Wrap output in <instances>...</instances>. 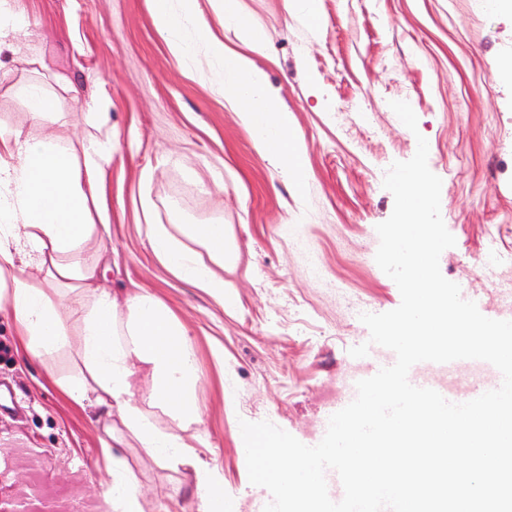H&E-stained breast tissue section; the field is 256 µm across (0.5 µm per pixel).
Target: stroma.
I'll return each mask as SVG.
<instances>
[{
    "mask_svg": "<svg viewBox=\"0 0 512 512\" xmlns=\"http://www.w3.org/2000/svg\"><path fill=\"white\" fill-rule=\"evenodd\" d=\"M24 34L0 50V124L34 136L77 140L82 115L111 101L118 145L106 174L111 214L100 273L117 297L149 293L185 328L199 382L200 422L182 428L143 372L133 392L160 429L191 439L216 462L228 512H263L270 492L250 483L240 421H269L301 443L324 437L336 403L359 373L386 356L368 343L361 313L397 308L396 283L377 265L378 224L394 207L384 189L393 162L428 141L442 180L441 216L456 240L442 275L512 320V16L487 0H318L310 28L288 0H244L266 36L256 52L198 0L226 51L251 57L290 112L308 170L297 186L259 152L255 135L209 70L188 71L157 31L148 0H18ZM44 84L63 118L36 124L18 85ZM410 104L417 131L391 102ZM223 224L239 260L219 270L236 302L227 307L176 277L154 254L148 224L181 235L186 224ZM0 507L21 512H98L118 450L143 491V512H198L190 466L144 452L120 420L82 410L58 385L78 373L76 344L43 361L27 356L15 322L0 315Z\"/></svg>",
    "mask_w": 512,
    "mask_h": 512,
    "instance_id": "35a3bbf8",
    "label": "stroma"
}]
</instances>
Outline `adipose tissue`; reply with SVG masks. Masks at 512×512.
I'll list each match as a JSON object with an SVG mask.
<instances>
[{"mask_svg":"<svg viewBox=\"0 0 512 512\" xmlns=\"http://www.w3.org/2000/svg\"><path fill=\"white\" fill-rule=\"evenodd\" d=\"M213 2L225 25L234 27L253 48H262L263 31L243 0ZM151 16L182 64L196 66L198 46L206 47L217 65L225 100L256 133L259 152L304 184L308 171L292 117L269 92L263 71L246 57L225 53L223 43L212 37L198 0H151ZM109 107L104 101L99 111L86 113L88 132L77 146L0 126V312L13 316L29 354L48 360L68 342L52 289L84 293L89 306L80 332L82 368L63 383L68 397L84 408L118 409L149 455L179 458L193 468L199 512H224V479L218 465L187 452L180 436L157 429L132 391L135 371L145 370L159 401L182 427L198 423V371L186 330L151 294L118 300L99 285L98 263L79 258L87 242L108 231L105 174L116 138ZM148 231L155 255L169 269L232 303L223 279L213 271L237 258L223 225H191L187 244L165 225H149ZM195 243L209 252L212 266L197 260L191 249ZM141 499L125 459L113 455L103 493L106 512H142Z\"/></svg>","mask_w":512,"mask_h":512,"instance_id":"obj_1","label":"adipose tissue"}]
</instances>
